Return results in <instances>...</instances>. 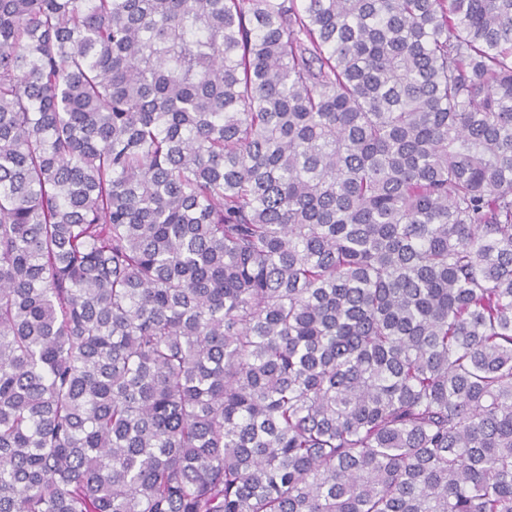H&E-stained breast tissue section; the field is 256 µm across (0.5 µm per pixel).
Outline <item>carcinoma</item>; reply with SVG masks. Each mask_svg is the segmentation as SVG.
<instances>
[{"mask_svg":"<svg viewBox=\"0 0 512 512\" xmlns=\"http://www.w3.org/2000/svg\"><path fill=\"white\" fill-rule=\"evenodd\" d=\"M0 512H512V0H0Z\"/></svg>","mask_w":512,"mask_h":512,"instance_id":"carcinoma-1","label":"carcinoma"}]
</instances>
